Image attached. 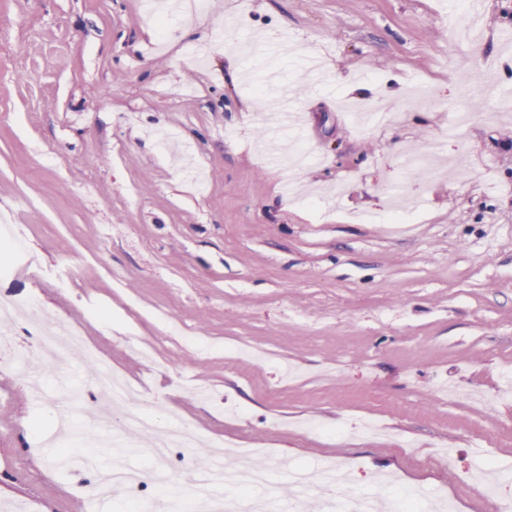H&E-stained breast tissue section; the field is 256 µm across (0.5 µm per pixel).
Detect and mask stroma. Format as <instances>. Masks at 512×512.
Instances as JSON below:
<instances>
[{
  "mask_svg": "<svg viewBox=\"0 0 512 512\" xmlns=\"http://www.w3.org/2000/svg\"><path fill=\"white\" fill-rule=\"evenodd\" d=\"M142 2L0 0V211L37 259L0 264V300L35 298L98 352L60 375L25 337L0 355V512H131L90 486L150 467L147 440L90 446L92 408L67 400L106 369L259 463L333 461L355 495L444 487L454 512H492L470 477L485 448L512 470V111L484 100L448 128L483 71L512 90V0H482L467 43L455 0H209L164 41ZM257 86L287 89L298 125ZM376 98L395 106L380 126L344 107ZM426 152L423 178L407 160ZM399 195L411 223L365 222Z\"/></svg>",
  "mask_w": 512,
  "mask_h": 512,
  "instance_id": "1",
  "label": "stroma"
}]
</instances>
